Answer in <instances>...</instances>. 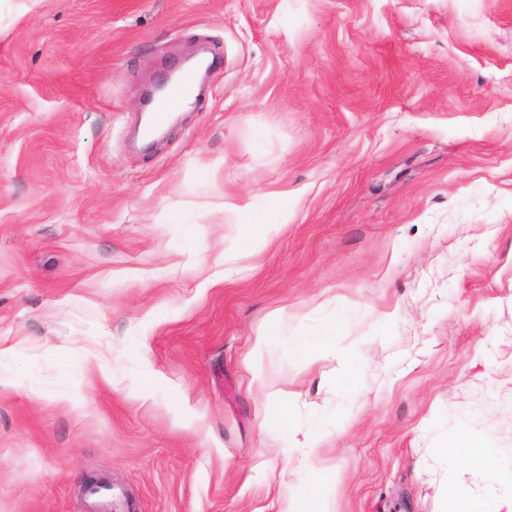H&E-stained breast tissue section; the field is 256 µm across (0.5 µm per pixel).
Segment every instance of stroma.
Here are the masks:
<instances>
[{
    "label": "stroma",
    "instance_id": "1",
    "mask_svg": "<svg viewBox=\"0 0 512 512\" xmlns=\"http://www.w3.org/2000/svg\"><path fill=\"white\" fill-rule=\"evenodd\" d=\"M242 210L279 230L228 263ZM341 304L344 376L297 351ZM317 472L319 512L512 478V0H0V512H89L91 475L133 512H306ZM195 80L196 73L188 70L184 72L180 82L168 90L162 105L155 112L154 122L157 126L164 125L172 112H177L182 108L184 103L183 88L192 84ZM276 336H280V321L278 319H273L256 336L252 350L255 360L261 359L266 350H268V348H270L275 342Z\"/></svg>",
    "mask_w": 512,
    "mask_h": 512
}]
</instances>
